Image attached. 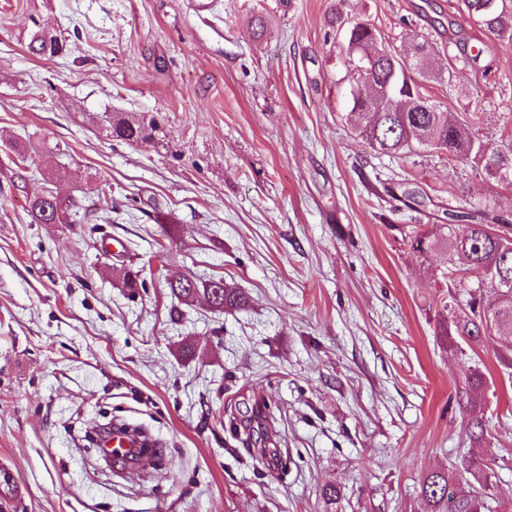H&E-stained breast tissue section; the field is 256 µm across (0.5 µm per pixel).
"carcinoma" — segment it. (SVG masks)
<instances>
[{
	"label": "carcinoma",
	"instance_id": "1",
	"mask_svg": "<svg viewBox=\"0 0 512 512\" xmlns=\"http://www.w3.org/2000/svg\"><path fill=\"white\" fill-rule=\"evenodd\" d=\"M480 0H461L462 13L487 34L512 39V0H502L498 13L484 18L473 13ZM331 31H344L338 49L339 63L345 69V97L351 114L357 118L358 136L373 151L393 156L423 147L443 152L448 159L471 164L498 183L512 187V142L491 146L472 132L474 117L443 111L423 92V83L442 78L436 66L433 47L428 41L413 42L398 50L386 43L377 28L365 21L347 24L342 12L333 9L328 19ZM251 39L266 33L264 17L253 13L246 26ZM32 53L51 59L67 48L66 39L42 28L29 43ZM412 56L411 65L422 79L407 84L400 73L397 53ZM388 86L393 93V111L388 100L379 96L373 85ZM158 128L149 121L114 118L112 136L129 144L153 137ZM32 224H69L70 204L48 191L36 197L30 206ZM449 223L433 224L416 230L412 249L426 255L444 246L448 248V299L442 301L444 314L438 320V335L464 343L481 337L480 327L501 337L512 352V223L501 220L489 204L472 206L448 214ZM466 261L465 274L455 275L454 260ZM214 279L203 280L193 274L168 284L171 297L192 302L206 295ZM246 302L245 293L224 284L211 309L224 312L238 309ZM485 383L477 368L466 373V385L459 391L458 406L466 436L473 441L483 436L482 419L474 415L477 400L473 391ZM496 472L493 458L484 461L463 458L446 472H432L423 479L420 494L427 502L447 506L446 512H491L489 490ZM20 498L12 474L0 467V512L3 505Z\"/></svg>",
	"mask_w": 512,
	"mask_h": 512
}]
</instances>
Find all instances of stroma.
Masks as SVG:
<instances>
[{
    "mask_svg": "<svg viewBox=\"0 0 512 512\" xmlns=\"http://www.w3.org/2000/svg\"><path fill=\"white\" fill-rule=\"evenodd\" d=\"M334 5L0 0V467L18 512H326L328 484L337 512H432L420 483L468 446L456 395L471 367L492 502L512 512V370L498 337L461 352L438 336L448 253L419 255L403 233L465 202L512 220V189L440 152L361 141L334 86ZM255 9L260 41L245 33ZM343 11L394 47L434 43L454 78L424 95L480 113L483 141L512 134V40L458 0ZM39 24L66 56L30 52ZM460 36L484 47L480 67ZM112 111L160 116L155 139L112 138ZM404 180L415 208L397 198ZM49 190L83 222L30 223ZM128 270L142 288H124ZM186 273L236 284L246 307L171 298ZM109 422L147 435L155 467L108 468L91 438Z\"/></svg>",
    "mask_w": 512,
    "mask_h": 512,
    "instance_id": "1",
    "label": "stroma"
}]
</instances>
